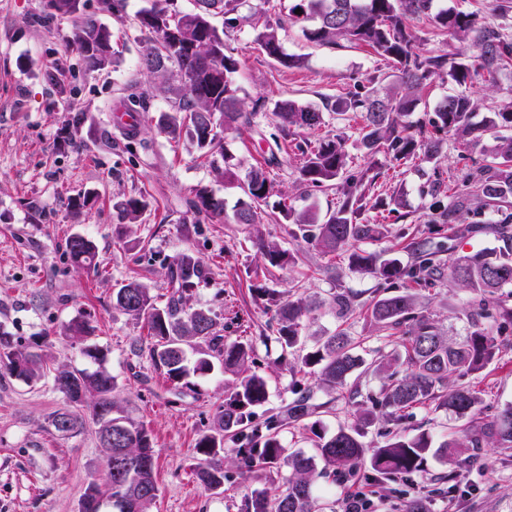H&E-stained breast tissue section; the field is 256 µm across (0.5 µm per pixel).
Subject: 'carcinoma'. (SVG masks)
Masks as SVG:
<instances>
[{
  "mask_svg": "<svg viewBox=\"0 0 512 512\" xmlns=\"http://www.w3.org/2000/svg\"><path fill=\"white\" fill-rule=\"evenodd\" d=\"M150 6L137 14L140 32L149 43L140 66L150 75H164L176 68L180 84L166 92L175 95L172 111L158 118V128L169 140L180 138L183 130L191 134L199 156L214 170L226 161L223 132L237 126H249L263 109L257 103L252 111L243 110L233 75L240 60L226 48L224 33L211 21L224 15V29L233 30L251 17L240 14L245 0H195L189 12H171L168 0H149ZM434 0H294L288 16L309 22L304 36L315 42L334 45L343 39L371 48L392 61L396 79L385 87L368 79L335 102L320 109L312 105L282 101L273 112L274 131L264 138L269 152L281 148V141L296 138L301 130L323 124V111L344 114L357 112L363 135L359 147L370 159L369 166L357 175L349 173L345 141L332 137L312 144L302 139L294 144L303 158L300 181L308 188L334 187L338 193L336 208L320 218L311 211L296 212L276 195L273 183L260 168L247 172L242 189L248 201L234 213L238 224H259L267 207L277 210L294 225L291 237L302 239L324 254L349 253L354 269H367L379 280L382 295L367 308V316L378 329L394 338L393 353L370 363L358 354L364 338L341 329L329 336L313 339L305 334L306 323L314 308L304 299H284L269 288L257 289L258 298L271 313L270 336L280 348L279 363L297 350L305 351L299 370L317 375L321 387L336 390L350 386L349 399L362 395L375 404L393 426L400 427L410 410L428 406L445 410L461 421L455 435L442 442L437 452L446 456L453 451L456 469L439 478L441 492L452 494L460 472L481 461V449L512 448V406L482 418L485 413L480 392L464 379L484 370L501 353V344L488 325L496 322L501 330L512 325V110L504 108L474 122L476 104L461 92L442 99L434 108L428 127L413 124L409 116L419 101V92L432 76H446L461 87L476 78L492 85L497 75L512 69V33H504L490 24L480 23L476 15L449 7L432 13ZM282 0H261L254 14L264 17L257 43L268 57L286 67L300 64V58L283 52L277 36ZM301 12H296V9ZM434 14L436 27L459 42L455 52L421 56L415 51L417 40L411 21ZM76 17L69 36L86 73L91 74L114 62L110 28L93 15H83L77 0H49L46 18ZM498 133L494 153L483 163L462 170L460 180L465 193L448 194V185L438 176L431 182L435 199L433 223L440 237L436 246L420 249L417 260L403 266L382 253L368 252L359 245L378 240L384 225L364 218L369 191L378 174L376 157L381 155L401 166L417 157L434 158L442 148L441 134L456 138L468 147L490 131ZM478 200L470 230L490 234L503 242V248L481 254L457 257L449 244L455 236L457 213ZM118 224H135L146 204L135 198L114 203ZM497 220L483 219L485 211ZM192 223L204 224L224 215V199L204 189L189 201ZM272 267L290 263L289 252L258 236L252 240ZM64 254L80 267L98 269L97 245L90 238L73 233L64 242ZM469 290L475 299L466 313L468 328L460 336L447 335L437 323L417 308V296L410 289L434 287L444 274ZM207 269L194 253L186 249L169 265L164 303L156 302L151 289L137 280L116 285L113 304L143 323L147 338L134 341L133 349L148 347L154 367L173 384H185L194 374H206L220 365L236 375L224 390V403L217 408L210 433L199 437L195 445L199 480L208 490L224 487V440L238 444L232 464L254 479L266 469L287 467L291 474L283 489L276 493L257 487L244 497L240 512H315V481L337 470L370 469L376 480L390 481L423 469L433 441L426 433L409 437L399 431L375 448L367 447L359 427L342 428L328 435L317 432V456L288 452L281 430L286 421L297 422L313 415L312 391L303 389L288 404L287 418H258L256 408L267 402L266 380L257 374H245V364L253 349L247 339L227 341L224 325L217 315L194 308L191 298L199 284L207 280ZM401 280L406 290H393ZM340 314L358 307L356 297L338 292L333 296ZM67 337L78 345L88 362L85 368L63 365L50 369L45 356L15 341L0 330V373L27 382L52 380L69 407L56 412L51 420L55 431L74 435L91 423L97 427L103 448V480L86 488L80 512H149L158 495L155 474L156 449L146 428L122 414L118 406L117 383L106 368V354L92 342L94 326L82 315L72 318L65 328ZM379 374L386 379L378 395L363 394L361 378ZM353 384H348L350 377ZM459 383L450 385V378ZM323 469L317 470V462Z\"/></svg>",
  "mask_w": 512,
  "mask_h": 512,
  "instance_id": "cac0c4a2",
  "label": "carcinoma"
}]
</instances>
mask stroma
Listing matches in <instances>:
<instances>
[{"label": "stroma", "mask_w": 512, "mask_h": 512, "mask_svg": "<svg viewBox=\"0 0 512 512\" xmlns=\"http://www.w3.org/2000/svg\"><path fill=\"white\" fill-rule=\"evenodd\" d=\"M81 5L84 12L98 15L114 41L125 46L115 64L89 75L81 73L77 54L66 45L72 19L46 20L47 0H0V329L26 346L49 334L52 344L46 352L54 365L81 367L85 360L70 346L64 328L79 314L93 321L95 342L108 350L106 366L118 382L121 407L143 423L156 446L159 492L151 512H239L242 499L257 483L230 466L224 490L216 494L195 475V442L212 427L229 374L217 368L191 376L185 385L166 381L148 352L132 354L133 340L143 333L141 324L112 303L115 284L131 279L162 296L167 265L185 249L208 270V282L193 295L192 306L217 314L227 339L253 341L246 368L264 376L269 386V399L259 414H284L297 391L311 387L317 411L313 419L282 430L288 451L315 454L311 426L330 434L355 425L366 412L372 422L363 441L370 447L382 444L391 425L371 403L356 405L346 390L314 385L299 372V358L277 364L280 350L263 339L269 317L256 296L257 289L273 288L307 300L315 306L307 335L327 336L338 326L348 327L364 338V357L371 361L390 353V344L363 312L339 315L332 296L344 289L357 294L360 303H369L377 294L375 277L352 269L345 256H327L293 239L284 219L239 224L234 212L246 199L241 184L254 166L265 168L275 187L293 197L296 209L323 215L335 208V191L301 184L299 155L289 154L280 167L267 165L260 137L273 129L276 102L291 99L319 106L372 77L387 85L392 63L343 40L333 47L307 41L300 24L286 19L278 29L279 41L302 65L285 68L262 54L256 28L242 24L226 38L241 62L235 77L238 95L246 107L259 101L264 110L254 126L226 133L229 165L219 173L198 159L189 139L170 142L156 127L160 113L170 111L173 97L139 69L146 40L135 16L147 0H123L115 15L101 12L99 0H81ZM51 69L58 72L54 85L45 77ZM133 92L148 93L150 108L142 113L139 134L129 149L112 121V105ZM468 92L477 102L478 116L501 110L512 104V70L502 71L495 87L478 80ZM361 126L355 113L328 112L320 127L302 136L312 142L344 138L349 170L355 173L368 165L355 145ZM463 166L460 148L451 140L431 162L419 158L395 168L380 159V175L370 195L397 201L401 218L386 224L384 237L370 243V250L407 264L413 259L410 243L435 241L427 178ZM200 188L223 198L224 217L189 233L184 226L190 217L188 202ZM78 197L88 204L76 213L67 201ZM130 197L144 199L148 206L121 242L114 233L112 205ZM74 232L96 243L98 271L76 267L64 256V240ZM258 235L289 250L290 267L268 271L251 243ZM471 298L468 290L445 278L422 291L420 303L440 326L460 333ZM468 382L481 392L488 412L512 405V349L503 348L496 361ZM64 406L51 380L30 384L0 378V512H79L88 484L100 478L103 452L94 425L73 436L51 426L52 415ZM455 425L452 415L417 408L404 432H425L438 443ZM485 455L484 469L464 474L450 497L439 493L437 479L453 470V460L433 453L423 472L394 481L380 483L365 472L319 478L320 512H342L349 492L372 495L377 512H404L409 502L421 498L430 502L432 512H446L451 505L457 512H512V449L489 448Z\"/></svg>", "instance_id": "1"}]
</instances>
